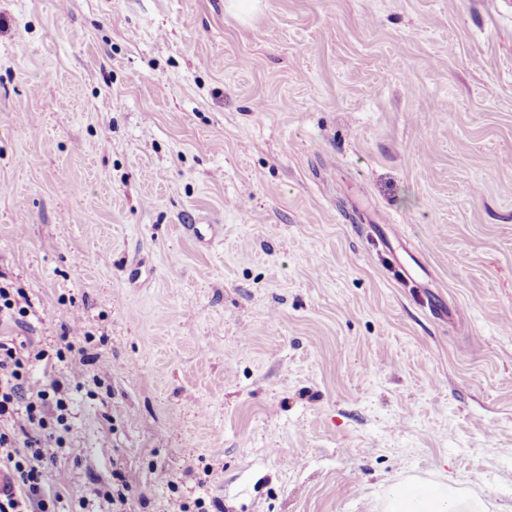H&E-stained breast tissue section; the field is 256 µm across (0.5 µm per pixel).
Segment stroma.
I'll return each instance as SVG.
<instances>
[{"label":"stroma","mask_w":512,"mask_h":512,"mask_svg":"<svg viewBox=\"0 0 512 512\" xmlns=\"http://www.w3.org/2000/svg\"><path fill=\"white\" fill-rule=\"evenodd\" d=\"M0 279L98 338L70 498L512 512V0H0ZM426 493L408 495L405 483L389 487L382 512H486L483 502L469 498L455 486L420 484Z\"/></svg>","instance_id":"obj_1"}]
</instances>
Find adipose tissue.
Instances as JSON below:
<instances>
[{"mask_svg":"<svg viewBox=\"0 0 512 512\" xmlns=\"http://www.w3.org/2000/svg\"><path fill=\"white\" fill-rule=\"evenodd\" d=\"M383 512H485V506L448 484L431 483L424 493L410 495L397 483L387 491Z\"/></svg>","mask_w":512,"mask_h":512,"instance_id":"adipose-tissue-1","label":"adipose tissue"}]
</instances>
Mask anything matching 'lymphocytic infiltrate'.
Segmentation results:
<instances>
[{
	"mask_svg": "<svg viewBox=\"0 0 512 512\" xmlns=\"http://www.w3.org/2000/svg\"><path fill=\"white\" fill-rule=\"evenodd\" d=\"M80 324L64 327L53 349L29 340L0 338V512H56L63 495L49 475L70 446L73 378L92 357L76 344ZM66 376H57L56 363ZM42 367L44 379L32 381Z\"/></svg>",
	"mask_w": 512,
	"mask_h": 512,
	"instance_id": "1",
	"label": "lymphocytic infiltrate"
}]
</instances>
